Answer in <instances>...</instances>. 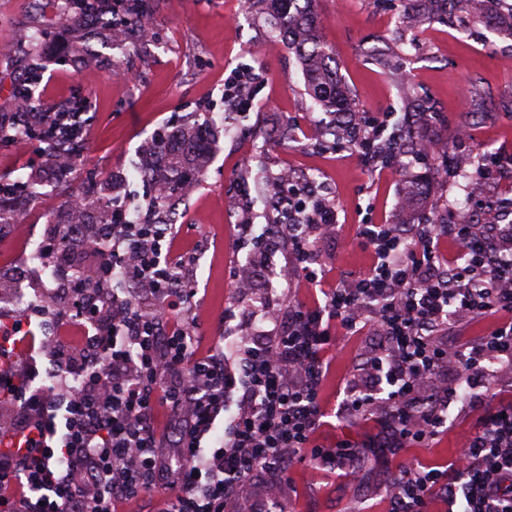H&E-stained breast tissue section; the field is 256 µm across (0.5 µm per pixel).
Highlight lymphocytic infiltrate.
<instances>
[{"label":"lymphocytic infiltrate","instance_id":"obj_1","mask_svg":"<svg viewBox=\"0 0 512 512\" xmlns=\"http://www.w3.org/2000/svg\"><path fill=\"white\" fill-rule=\"evenodd\" d=\"M272 195L297 221L241 225L254 253L229 276L247 268L267 283L229 351L205 343L196 317H174L196 290L167 274L183 254L169 225L97 226L93 275L66 280L67 310L36 306L71 330L49 355L54 383L36 384V364L0 345V512H116L150 492L160 512H236L257 472L275 484L297 461L356 471L367 444L326 445L318 432L327 355L338 333L369 328L378 342L348 376L339 415L376 417L402 458L447 430L451 405L481 411L452 467L402 458L387 512H512V402L489 394L512 380V224H360L370 266L333 281L313 263L315 243L339 229L335 210L292 185ZM303 282L322 301L282 303L280 288ZM475 317L483 335L450 348L448 325Z\"/></svg>","mask_w":512,"mask_h":512}]
</instances>
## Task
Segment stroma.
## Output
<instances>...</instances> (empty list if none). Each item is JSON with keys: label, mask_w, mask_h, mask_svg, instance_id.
I'll return each mask as SVG.
<instances>
[{"label": "stroma", "mask_w": 512, "mask_h": 512, "mask_svg": "<svg viewBox=\"0 0 512 512\" xmlns=\"http://www.w3.org/2000/svg\"><path fill=\"white\" fill-rule=\"evenodd\" d=\"M417 0H316L321 40L336 58L349 86L353 109L370 117L381 135L403 122L405 92L420 95L431 108L422 152L403 154L391 166L365 163L347 142H313L310 128H333L325 112L304 92L294 53L266 50L276 32L263 18L245 12L241 0H155L153 34L120 46L95 41L103 56L95 66L47 62L36 90L41 106L86 102L93 123L87 128L82 168L109 177L117 191H133L139 205L152 195L135 173L142 145L163 125L179 126L190 116L214 121L216 150L179 224L189 248L187 269L198 292L194 298L206 341L220 336L226 308L244 312L255 303L241 294L225 268L246 262L250 239L240 224L264 225L266 200L246 169L278 173L292 168L300 186L318 191L335 208L340 242L322 244L323 267L359 273L367 265L351 239L359 224H416L467 208L479 223L495 224L498 210L476 206L465 190L476 162L491 154L512 155V39L458 11L448 21L410 26ZM41 21L70 36L63 0H0V43H15ZM392 52V68L374 58ZM245 75L248 104L229 108L224 86ZM477 88L481 99L458 105L461 84ZM427 195L415 198L416 182ZM82 178L65 190H51L19 215L26 234H44L64 202L81 195ZM470 408L450 412L448 429L413 459L448 463L462 451L477 423ZM397 457H365L361 468L374 482L343 480L296 463L288 477L301 495L293 512H384L383 485Z\"/></svg>", "instance_id": "obj_1"}]
</instances>
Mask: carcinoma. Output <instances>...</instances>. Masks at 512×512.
<instances>
[{
    "label": "carcinoma",
    "instance_id": "cac0c4a2",
    "mask_svg": "<svg viewBox=\"0 0 512 512\" xmlns=\"http://www.w3.org/2000/svg\"><path fill=\"white\" fill-rule=\"evenodd\" d=\"M68 13L72 39L58 52L71 54L75 63L90 62L99 57V51L87 39V35L99 31L113 33L122 31L131 39L138 35L143 22L151 19L153 0H127L130 20L118 27L112 19V0H71ZM314 0H245L246 9L254 15H268L273 19L283 45L298 58L305 79L306 93L325 111L343 118L335 126V134L349 135L351 124L345 116L352 112L349 88L342 81L336 68L332 51L323 44L317 33V17L313 9ZM422 9L413 17L416 23L432 22L448 12V7L473 12L478 20L490 19L502 26L512 36V10L507 14L492 12L495 0H421ZM55 42L51 30H39V39L24 43L18 53L30 61L25 77L11 85L10 99L14 110L0 112V146L15 143L10 137L12 116L16 112H31L37 103L35 91L42 79L45 58L44 48ZM403 111L407 123L396 127L380 140V159H393L405 147L414 145L419 139V128L427 123L429 112L424 101L411 95L404 96ZM71 121L70 134L62 138L57 133L58 123H42L25 132V141L40 144L43 164L30 168L23 186L0 185V224H8L17 217L20 206L34 202L44 195L51 179L64 182L80 171L82 165V124L79 110L72 109L59 114V120ZM214 140L198 123H187L172 130L162 129L152 136L137 164L141 178L152 184L155 195L149 202L156 215L154 224H172L171 213L184 204L187 197L202 185L208 160L211 158ZM110 188L100 179H87L82 198L94 212L85 220L86 234L93 232L96 224H110L114 219V200L108 196ZM67 257L64 266L73 271V276L83 275L86 263L79 246L72 243L64 248Z\"/></svg>",
    "mask_w": 512,
    "mask_h": 512
}]
</instances>
